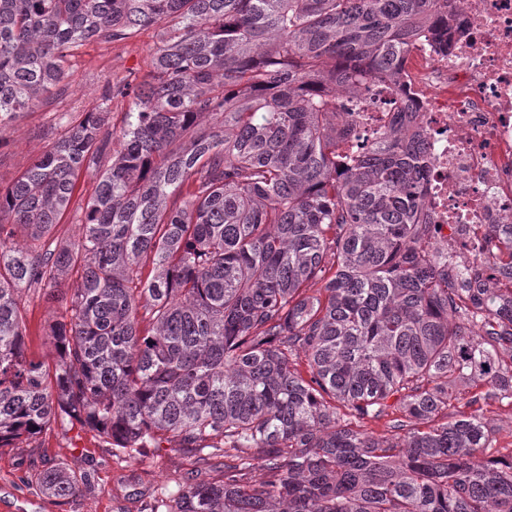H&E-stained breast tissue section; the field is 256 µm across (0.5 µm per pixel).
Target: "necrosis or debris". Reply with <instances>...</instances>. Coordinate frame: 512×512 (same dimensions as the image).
<instances>
[{
  "label": "necrosis or debris",
  "mask_w": 512,
  "mask_h": 512,
  "mask_svg": "<svg viewBox=\"0 0 512 512\" xmlns=\"http://www.w3.org/2000/svg\"><path fill=\"white\" fill-rule=\"evenodd\" d=\"M386 98L411 106L422 143L423 221L454 255L512 222V0H461L448 34L414 45Z\"/></svg>",
  "instance_id": "4bbe7bcc"
}]
</instances>
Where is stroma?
I'll return each instance as SVG.
<instances>
[{"mask_svg":"<svg viewBox=\"0 0 512 512\" xmlns=\"http://www.w3.org/2000/svg\"><path fill=\"white\" fill-rule=\"evenodd\" d=\"M157 42V31L150 28L121 42L100 40L82 47L65 81L51 88L38 108L10 124L7 144L0 148V186H10L63 135L58 113L96 111L105 85L144 75ZM22 306L29 358L53 367L56 353L47 331L60 308L31 294L24 295ZM57 463L87 477L90 490L67 501L44 494L35 484L36 474ZM193 466L191 458L167 450L118 458L78 425L57 423L39 436L35 449H0V503H8L9 512H150L153 492L165 487L171 474Z\"/></svg>","mask_w":512,"mask_h":512,"instance_id":"35a3bbf8","label":"stroma"}]
</instances>
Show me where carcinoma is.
Masks as SVG:
<instances>
[{"mask_svg": "<svg viewBox=\"0 0 512 512\" xmlns=\"http://www.w3.org/2000/svg\"><path fill=\"white\" fill-rule=\"evenodd\" d=\"M150 28L140 81L61 113L0 188V448L61 419L118 455L195 457L153 512H512L485 421L512 401V224L490 225L481 276L449 279L412 111L384 101L366 142L352 123L363 88L382 97L448 31V0H0V133L81 47ZM82 171L96 189L61 243ZM23 291L62 308L51 371L27 356ZM36 480L88 485L60 464Z\"/></svg>", "mask_w": 512, "mask_h": 512, "instance_id": "obj_1", "label": "carcinoma"}]
</instances>
